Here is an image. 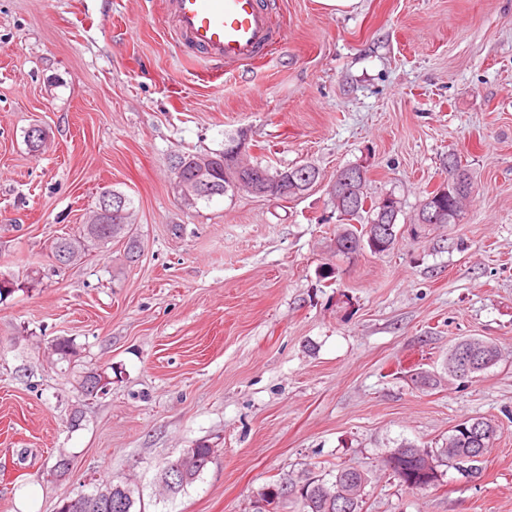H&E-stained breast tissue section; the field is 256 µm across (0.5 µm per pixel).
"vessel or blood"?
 Returning a JSON list of instances; mask_svg holds the SVG:
<instances>
[{
    "mask_svg": "<svg viewBox=\"0 0 512 512\" xmlns=\"http://www.w3.org/2000/svg\"><path fill=\"white\" fill-rule=\"evenodd\" d=\"M174 36L212 66L240 64L278 41L262 0H166Z\"/></svg>",
    "mask_w": 512,
    "mask_h": 512,
    "instance_id": "obj_1",
    "label": "vessel or blood"
}]
</instances>
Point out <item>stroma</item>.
<instances>
[{
	"mask_svg": "<svg viewBox=\"0 0 512 512\" xmlns=\"http://www.w3.org/2000/svg\"><path fill=\"white\" fill-rule=\"evenodd\" d=\"M164 3L0 0V272L25 281L0 302V512H55L110 476L146 512H252L271 482L343 466L369 475L363 512H512V0H264L282 40L220 76ZM239 135L251 162L318 182L184 209L175 157ZM451 153L477 187L459 223L337 253V170L400 198L405 229ZM106 188L134 200L139 257L115 241L55 265ZM467 336L502 358L445 383ZM58 338L74 363L48 360ZM88 369L109 378L93 395ZM471 416L500 426L480 477L444 465L418 491L385 471ZM203 441L215 463L162 497L165 463Z\"/></svg>",
	"mask_w": 512,
	"mask_h": 512,
	"instance_id": "obj_1",
	"label": "stroma"
}]
</instances>
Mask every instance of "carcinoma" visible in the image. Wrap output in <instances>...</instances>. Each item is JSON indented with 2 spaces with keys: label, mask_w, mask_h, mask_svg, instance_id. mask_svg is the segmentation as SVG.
<instances>
[{
  "label": "carcinoma",
  "mask_w": 512,
  "mask_h": 512,
  "mask_svg": "<svg viewBox=\"0 0 512 512\" xmlns=\"http://www.w3.org/2000/svg\"><path fill=\"white\" fill-rule=\"evenodd\" d=\"M210 157L226 165L229 175L241 174L247 178L260 172L270 179L279 176V171H271L258 164L251 165L242 159H228L226 152L210 154ZM353 176L347 184L346 193L333 195L336 211L346 218V223L339 225L336 234V251L343 255H352L360 250L359 240L365 238L366 225L374 224L380 219L379 202L371 203L369 210H364L366 199V171L359 166H352ZM213 184L203 188L202 192L192 198L183 197L184 205L195 208L199 202H208L216 196L227 193L225 180L221 176L212 177ZM112 198L124 199L123 214L116 217L112 227L103 224L105 216L94 211L88 223L73 235L58 238L52 251L65 248L68 253L67 263H73L85 257L89 247L106 245L115 240L126 241V258L134 260L139 253V241L132 218L134 202L127 194L114 190ZM435 200L443 210L442 224H456L460 220L465 201L469 196L457 192L443 181L436 189L425 193L420 210L429 206V200ZM367 214L364 224L355 225L351 220ZM398 212L388 215L391 232L380 239V245L373 249L375 253L390 250L397 241ZM52 354L57 360L70 363L77 355L73 340L60 338L52 344ZM502 357L501 349L492 341L481 338H468L456 343L448 352V380L470 382L477 374L496 365ZM497 436V428L484 417H469L456 424L439 448H425L407 442L395 449L384 460V467L391 471L399 483L409 489L426 490L434 486L440 477L439 466L446 463L465 477L476 478L481 474L483 458ZM217 449L202 442L186 449L178 461L183 469L182 475L175 482H170L167 474L160 476L163 494L175 495L194 484L208 465L213 463ZM369 481L367 473L353 467L341 468L334 479L326 480L315 476L302 475L288 481H276L266 487L262 496L269 497L268 504L272 512H278L281 504L292 498L299 507V512H363V492ZM112 487V500L93 501L101 487ZM57 512H145L137 484L128 479L110 478L94 486L89 492H78L74 496L62 499Z\"/></svg>",
  "instance_id": "obj_1"
}]
</instances>
